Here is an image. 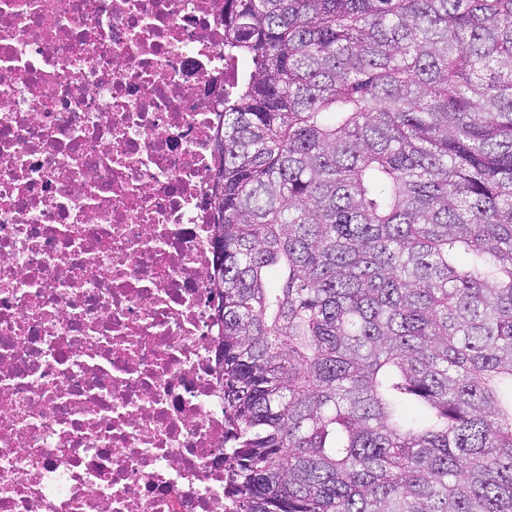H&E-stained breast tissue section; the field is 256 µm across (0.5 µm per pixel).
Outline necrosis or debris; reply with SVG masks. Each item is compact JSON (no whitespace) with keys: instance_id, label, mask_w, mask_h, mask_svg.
I'll return each mask as SVG.
<instances>
[{"instance_id":"necrosis-or-debris-1","label":"necrosis or debris","mask_w":512,"mask_h":512,"mask_svg":"<svg viewBox=\"0 0 512 512\" xmlns=\"http://www.w3.org/2000/svg\"><path fill=\"white\" fill-rule=\"evenodd\" d=\"M224 0H0V512H236Z\"/></svg>"}]
</instances>
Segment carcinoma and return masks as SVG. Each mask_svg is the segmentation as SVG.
I'll use <instances>...</instances> for the list:
<instances>
[{
    "instance_id": "obj_1",
    "label": "carcinoma",
    "mask_w": 512,
    "mask_h": 512,
    "mask_svg": "<svg viewBox=\"0 0 512 512\" xmlns=\"http://www.w3.org/2000/svg\"><path fill=\"white\" fill-rule=\"evenodd\" d=\"M224 69L238 512H512V0H224Z\"/></svg>"
}]
</instances>
